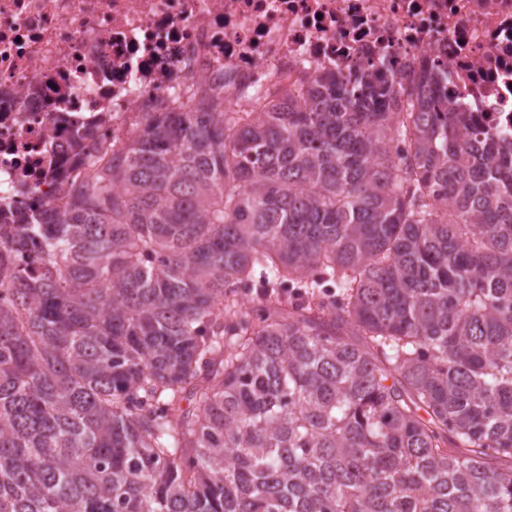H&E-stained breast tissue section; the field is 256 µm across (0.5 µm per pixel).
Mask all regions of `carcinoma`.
Returning <instances> with one entry per match:
<instances>
[{
    "label": "carcinoma",
    "mask_w": 512,
    "mask_h": 512,
    "mask_svg": "<svg viewBox=\"0 0 512 512\" xmlns=\"http://www.w3.org/2000/svg\"><path fill=\"white\" fill-rule=\"evenodd\" d=\"M259 106L56 113L65 202L0 212V512H512V140L381 58Z\"/></svg>",
    "instance_id": "obj_1"
}]
</instances>
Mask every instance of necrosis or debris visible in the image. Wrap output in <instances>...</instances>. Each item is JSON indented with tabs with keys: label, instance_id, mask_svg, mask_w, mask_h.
I'll return each mask as SVG.
<instances>
[{
	"label": "necrosis or debris",
	"instance_id": "necrosis-or-debris-1",
	"mask_svg": "<svg viewBox=\"0 0 512 512\" xmlns=\"http://www.w3.org/2000/svg\"><path fill=\"white\" fill-rule=\"evenodd\" d=\"M402 89L428 66L491 137L512 134V0H0V209L62 204L55 113L103 124L113 147L146 101L223 84L304 92L320 68L374 56Z\"/></svg>",
	"mask_w": 512,
	"mask_h": 512
}]
</instances>
